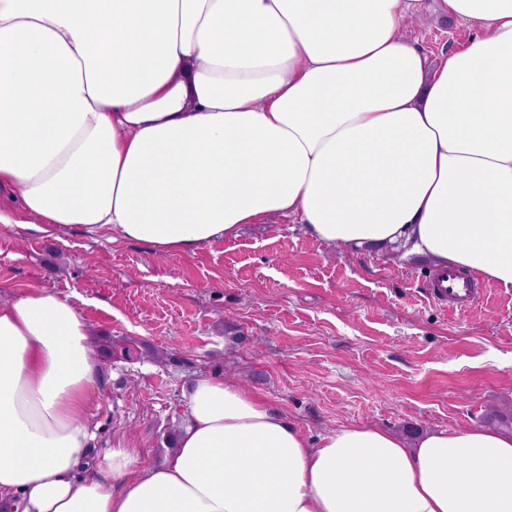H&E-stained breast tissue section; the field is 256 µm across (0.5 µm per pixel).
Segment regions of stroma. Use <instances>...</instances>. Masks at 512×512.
<instances>
[{
    "instance_id": "1",
    "label": "stroma",
    "mask_w": 512,
    "mask_h": 512,
    "mask_svg": "<svg viewBox=\"0 0 512 512\" xmlns=\"http://www.w3.org/2000/svg\"><path fill=\"white\" fill-rule=\"evenodd\" d=\"M409 34L434 60L468 36L429 16ZM434 272L426 257L330 246L284 218L181 255L0 225V301L33 287L72 298L102 368L94 453L134 447L145 466L164 461L202 376L237 381L313 444L348 425L455 432L512 408V288L477 280L457 311L431 299Z\"/></svg>"
}]
</instances>
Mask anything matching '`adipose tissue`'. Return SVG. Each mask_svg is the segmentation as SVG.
<instances>
[{
    "label": "adipose tissue",
    "mask_w": 512,
    "mask_h": 512,
    "mask_svg": "<svg viewBox=\"0 0 512 512\" xmlns=\"http://www.w3.org/2000/svg\"><path fill=\"white\" fill-rule=\"evenodd\" d=\"M423 0H0V224L108 232L166 254L298 219L512 288V0H434L465 27L432 61ZM78 307L0 303V512H512V433L310 445L200 377L174 451L93 456L100 379Z\"/></svg>",
    "instance_id": "obj_1"
}]
</instances>
